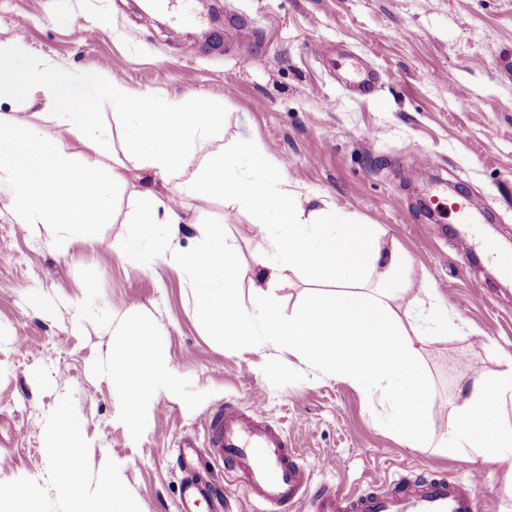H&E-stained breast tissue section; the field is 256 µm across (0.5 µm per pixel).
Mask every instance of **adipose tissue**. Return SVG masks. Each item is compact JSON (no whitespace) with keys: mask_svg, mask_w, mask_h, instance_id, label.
<instances>
[{"mask_svg":"<svg viewBox=\"0 0 512 512\" xmlns=\"http://www.w3.org/2000/svg\"><path fill=\"white\" fill-rule=\"evenodd\" d=\"M26 53L23 43H0V90L23 94L40 85L62 124L100 143L111 133L95 123L94 109L99 93L108 92L123 124V141L111 164L89 157L78 161L63 143L45 142L34 125L1 123L0 182L10 186L8 208L20 227L49 225L55 248L68 252L109 218L112 193L124 184L126 172L143 171L133 202L136 228L113 244L132 269H141L150 255L177 264L192 282L196 314L212 335L250 350H288L362 389L387 406L388 423L407 447L433 446L451 458L494 466L505 493L500 512H512V356L471 377L451 404L447 439L435 440L426 415L435 392L422 371V351L430 335L447 333L448 308L423 286L412 300L416 314L399 315L393 302L408 263L385 230L354 223L334 207L305 208L285 189L269 192L260 174L237 167V159L254 145L241 136L225 139L218 103L134 96L99 74L76 78L36 59L16 66ZM159 180L198 197L238 187L255 215L264 253L278 259L273 277L303 268L316 289L288 314L273 285L260 289L254 305L243 304L240 258L226 244L223 225H196L194 246L181 247L176 239L182 218L170 199L158 195ZM152 334L148 321L129 318L100 366L128 417L175 384V370L147 345ZM46 440L47 467L67 512H134L112 476L88 489L82 463L86 433L67 405L50 415Z\"/></svg>","mask_w":512,"mask_h":512,"instance_id":"1","label":"adipose tissue"}]
</instances>
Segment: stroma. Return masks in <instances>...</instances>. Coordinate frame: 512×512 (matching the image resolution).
<instances>
[{"label": "stroma", "instance_id": "1", "mask_svg": "<svg viewBox=\"0 0 512 512\" xmlns=\"http://www.w3.org/2000/svg\"><path fill=\"white\" fill-rule=\"evenodd\" d=\"M239 27L223 46L194 40L196 0H174L183 25L158 26L139 0H0V42L22 41L46 63L99 73L157 100H216L225 137L256 143L241 170L267 168L307 207L330 204L360 224H376L405 249L408 274L427 282L455 329L430 337L423 367L445 420L477 367L512 354V279L486 286L467 243L448 234L452 215L425 218L428 177L455 183L492 223L470 232L512 237V0H215ZM94 28L93 41L81 33ZM374 74L371 93L356 85ZM23 118L92 153L84 134L61 124L44 94L15 97L0 120ZM435 167H427L424 154ZM142 183L129 170L114 194L110 222L57 254L45 225L23 230L0 184V485H27L37 512H66L43 460V425L67 402L90 441L91 479L113 473L136 512H176L178 443H205L204 422L224 405L256 410L302 453L314 485L364 490L405 458L415 473L478 477L488 512L503 496L495 468L475 469L431 448H410L360 389L294 355L251 351L209 336L197 319L182 269L151 257L131 271L113 250L127 235L130 201ZM179 244L193 227L220 224L242 258L240 288L261 285L255 255L263 242L234 189L181 199ZM151 321L155 343L178 372V386L119 418L116 393L98 367L130 315Z\"/></svg>", "mask_w": 512, "mask_h": 512}]
</instances>
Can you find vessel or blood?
<instances>
[{"label":"vessel or blood","mask_w":512,"mask_h":512,"mask_svg":"<svg viewBox=\"0 0 512 512\" xmlns=\"http://www.w3.org/2000/svg\"><path fill=\"white\" fill-rule=\"evenodd\" d=\"M436 212L451 211L458 223L472 215L465 198H434ZM205 453L237 478L245 493L259 504V512H292L299 505L308 512H482L476 479L451 478L431 473L410 481L407 467L397 464L394 479L378 484L373 492H347L341 488H313L311 472L284 433L255 419L234 405L210 415L205 423ZM184 477L178 512H217L219 497L198 472L195 445L177 449Z\"/></svg>","instance_id":"obj_1"}]
</instances>
